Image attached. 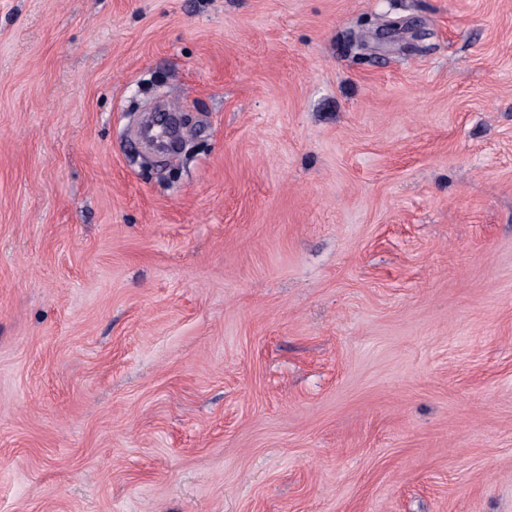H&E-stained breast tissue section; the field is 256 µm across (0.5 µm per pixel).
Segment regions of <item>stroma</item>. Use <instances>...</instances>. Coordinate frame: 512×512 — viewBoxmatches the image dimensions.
<instances>
[{
	"label": "stroma",
	"instance_id": "35a3bbf8",
	"mask_svg": "<svg viewBox=\"0 0 512 512\" xmlns=\"http://www.w3.org/2000/svg\"><path fill=\"white\" fill-rule=\"evenodd\" d=\"M0 512H512V0H0ZM190 115L187 112L176 113L172 115L168 112H157L154 124V134H152L151 141L155 144V149L150 150L154 154H163L162 149L166 143L172 142L178 144L179 150L185 149L188 145L185 140L181 139V128L185 124H189ZM179 134V139L176 138Z\"/></svg>",
	"mask_w": 512,
	"mask_h": 512
}]
</instances>
